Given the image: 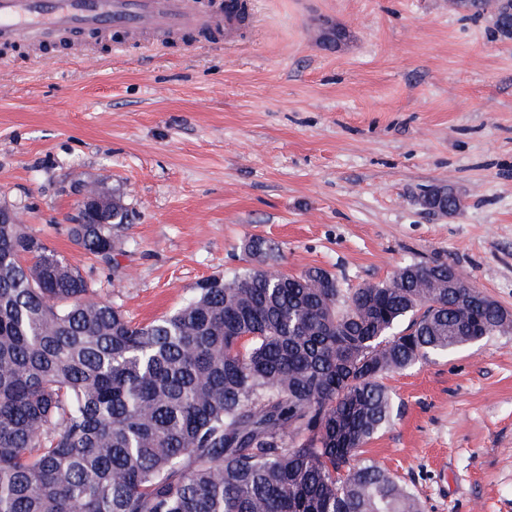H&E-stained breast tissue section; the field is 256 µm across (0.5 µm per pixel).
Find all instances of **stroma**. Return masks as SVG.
I'll return each instance as SVG.
<instances>
[{
  "instance_id": "obj_1",
  "label": "stroma",
  "mask_w": 512,
  "mask_h": 512,
  "mask_svg": "<svg viewBox=\"0 0 512 512\" xmlns=\"http://www.w3.org/2000/svg\"><path fill=\"white\" fill-rule=\"evenodd\" d=\"M230 35L0 48V206L137 322L244 266L343 287L442 261L512 310V39L451 0H248ZM345 30L324 42L320 21ZM128 211L117 267L66 232L75 185ZM464 206L434 215L424 190ZM363 449L426 512H512V332L389 374Z\"/></svg>"
}]
</instances>
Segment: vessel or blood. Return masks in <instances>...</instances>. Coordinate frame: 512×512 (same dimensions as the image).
I'll list each match as a JSON object with an SVG mask.
<instances>
[{"instance_id": "obj_1", "label": "vessel or blood", "mask_w": 512, "mask_h": 512, "mask_svg": "<svg viewBox=\"0 0 512 512\" xmlns=\"http://www.w3.org/2000/svg\"><path fill=\"white\" fill-rule=\"evenodd\" d=\"M240 0H218L200 11L195 0H0V44L34 47L76 44L93 35L204 34L235 23Z\"/></svg>"}]
</instances>
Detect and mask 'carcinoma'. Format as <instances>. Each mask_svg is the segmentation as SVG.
<instances>
[{
  "label": "carcinoma",
  "mask_w": 512,
  "mask_h": 512,
  "mask_svg": "<svg viewBox=\"0 0 512 512\" xmlns=\"http://www.w3.org/2000/svg\"><path fill=\"white\" fill-rule=\"evenodd\" d=\"M496 32L512 38V0ZM421 205L462 208L450 187ZM126 209L70 237L110 264ZM250 267L202 282L148 324L19 224L0 223V512H423L360 458L390 423L385 375L512 329L448 264L410 262L341 287L286 274L251 237Z\"/></svg>",
  "instance_id": "cac0c4a2"
}]
</instances>
